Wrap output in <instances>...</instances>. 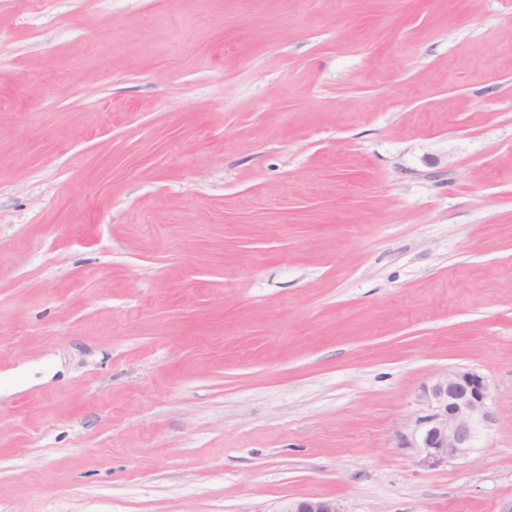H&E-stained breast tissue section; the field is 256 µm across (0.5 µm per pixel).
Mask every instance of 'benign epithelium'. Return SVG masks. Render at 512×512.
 <instances>
[{
  "instance_id": "7a95c632",
  "label": "benign epithelium",
  "mask_w": 512,
  "mask_h": 512,
  "mask_svg": "<svg viewBox=\"0 0 512 512\" xmlns=\"http://www.w3.org/2000/svg\"><path fill=\"white\" fill-rule=\"evenodd\" d=\"M487 385L480 375L455 369L422 387L424 414L401 436L402 448L417 450L422 464L438 466L467 455L479 419L485 415ZM281 512H345L336 498H308L290 503Z\"/></svg>"
}]
</instances>
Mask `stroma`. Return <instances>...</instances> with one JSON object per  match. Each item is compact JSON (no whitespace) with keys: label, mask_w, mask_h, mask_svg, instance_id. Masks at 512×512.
Masks as SVG:
<instances>
[{"label":"stroma","mask_w":512,"mask_h":512,"mask_svg":"<svg viewBox=\"0 0 512 512\" xmlns=\"http://www.w3.org/2000/svg\"><path fill=\"white\" fill-rule=\"evenodd\" d=\"M310 497L512 498V0H0V512ZM487 397L483 377L472 371L455 369L440 375L422 387L420 401L426 410L401 436L400 447L415 448L421 463L429 467L467 455Z\"/></svg>","instance_id":"stroma-1"}]
</instances>
